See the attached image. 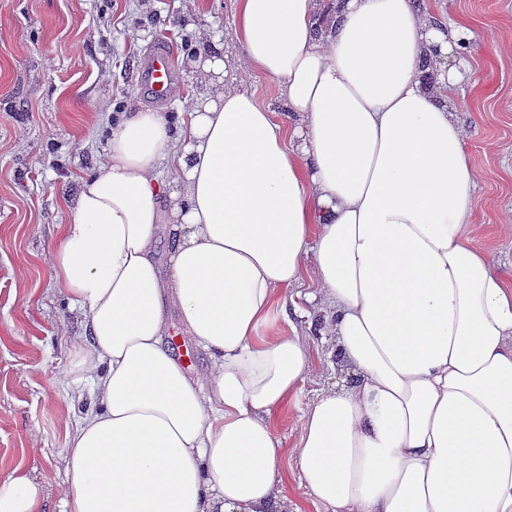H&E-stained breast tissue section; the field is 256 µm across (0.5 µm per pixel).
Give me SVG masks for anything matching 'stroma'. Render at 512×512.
Returning <instances> with one entry per match:
<instances>
[{"instance_id":"35a3bbf8","label":"stroma","mask_w":512,"mask_h":512,"mask_svg":"<svg viewBox=\"0 0 512 512\" xmlns=\"http://www.w3.org/2000/svg\"><path fill=\"white\" fill-rule=\"evenodd\" d=\"M439 26L460 27L453 59L467 63L454 87L456 113L480 179L473 191V243L512 282V0H423ZM233 0H0V477L24 468L59 493L66 479V428L89 404L70 357L84 327L55 288L45 258L82 179L98 169L112 126L136 109L181 127L206 87L186 61L200 31L241 53L230 32ZM174 49V90L162 103L142 71L160 42ZM311 284L289 289L288 314L272 312L259 333L308 336L318 371L276 417L283 494L301 512L313 502L294 468L305 406L338 382L325 311Z\"/></svg>"}]
</instances>
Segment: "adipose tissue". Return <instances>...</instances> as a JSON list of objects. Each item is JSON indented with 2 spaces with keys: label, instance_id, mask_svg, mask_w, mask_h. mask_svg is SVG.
<instances>
[{
  "label": "adipose tissue",
  "instance_id": "adipose-tissue-1",
  "mask_svg": "<svg viewBox=\"0 0 512 512\" xmlns=\"http://www.w3.org/2000/svg\"><path fill=\"white\" fill-rule=\"evenodd\" d=\"M234 0L243 55L190 67L218 85L180 132L123 113L48 256L82 312L71 372L92 380L66 433L59 512H288L274 416L315 372L299 331L259 335L303 282L348 384L318 392L294 447L330 512H512V283L471 238L477 169L451 107L456 68L415 0ZM271 77L278 121L245 72ZM170 165L174 182L160 177ZM170 272L155 262L160 225ZM211 368L165 345L166 301ZM47 484L0 479V512H43Z\"/></svg>",
  "mask_w": 512,
  "mask_h": 512
}]
</instances>
